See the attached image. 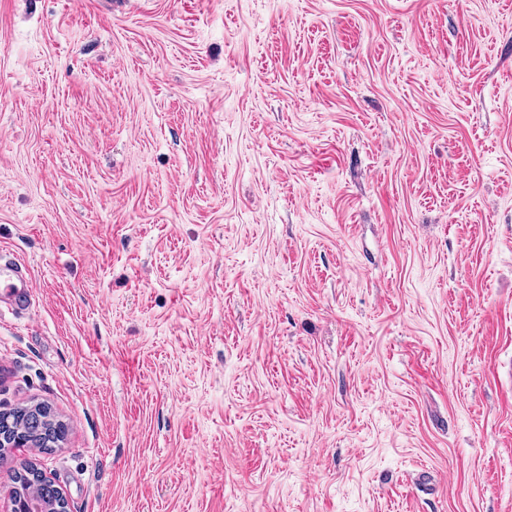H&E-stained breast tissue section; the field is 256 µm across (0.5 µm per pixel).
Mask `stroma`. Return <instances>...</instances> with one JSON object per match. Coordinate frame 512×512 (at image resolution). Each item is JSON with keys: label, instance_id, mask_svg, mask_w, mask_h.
<instances>
[{"label": "stroma", "instance_id": "obj_1", "mask_svg": "<svg viewBox=\"0 0 512 512\" xmlns=\"http://www.w3.org/2000/svg\"><path fill=\"white\" fill-rule=\"evenodd\" d=\"M0 255V506L512 512V0H0ZM25 266L4 262L0 266V307L12 313L26 310L31 301L33 284ZM14 410L4 413L9 416L0 420V428L8 441L16 439L23 440L25 445H32L35 448H41L51 451L55 446L64 441L65 424L58 420L51 410L42 406L41 409L33 410ZM4 444L5 448H0V458L2 454H6L11 448L23 447L17 443ZM31 467V464L26 465V463H21L20 467L14 470V474L12 476V483L14 484L13 492H16L14 489L22 487L23 493H19L20 495H26L31 492V494L39 498L45 506L54 508L55 503L57 502L58 491L51 482L34 479L32 483H29L27 486H23V484L28 483L29 481L27 475L31 474L29 473Z\"/></svg>", "mask_w": 512, "mask_h": 512}]
</instances>
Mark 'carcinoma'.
Instances as JSON below:
<instances>
[{
  "instance_id": "cac0c4a2",
  "label": "carcinoma",
  "mask_w": 512,
  "mask_h": 512,
  "mask_svg": "<svg viewBox=\"0 0 512 512\" xmlns=\"http://www.w3.org/2000/svg\"><path fill=\"white\" fill-rule=\"evenodd\" d=\"M0 432L8 441L20 439L27 445L51 451L64 441L65 424L58 420L51 410L44 406L33 410H14L9 416L0 420ZM31 465L20 464L14 470L12 483L14 488H23V493H30L39 498L47 507H54L57 502L56 487L43 480L29 481Z\"/></svg>"
}]
</instances>
